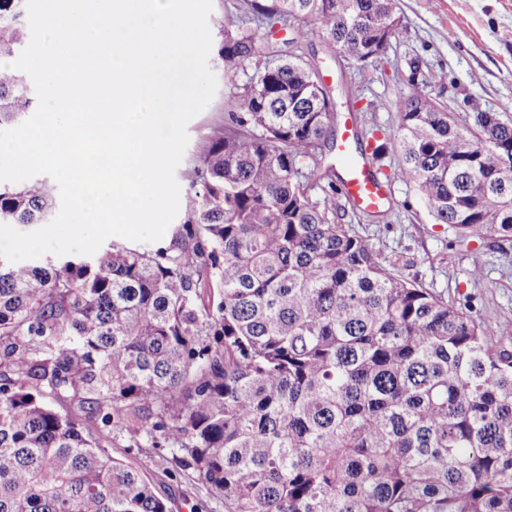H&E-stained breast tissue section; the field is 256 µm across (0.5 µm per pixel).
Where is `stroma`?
I'll use <instances>...</instances> for the list:
<instances>
[{
    "instance_id": "1",
    "label": "stroma",
    "mask_w": 512,
    "mask_h": 512,
    "mask_svg": "<svg viewBox=\"0 0 512 512\" xmlns=\"http://www.w3.org/2000/svg\"><path fill=\"white\" fill-rule=\"evenodd\" d=\"M407 29L403 41L388 51L389 61L364 68H343L334 49L318 37L304 46V60L325 75V84L339 101L338 117L354 111L358 135L393 131L397 104L411 87L407 63L417 57L444 74L443 85L423 87V94L441 101L471 100L480 109L512 122V0H397ZM217 93L209 106L187 126L189 143L176 169L180 188L198 142L224 118V96L232 77L214 66ZM388 204L374 219L349 208L348 222L373 244L380 259L393 262L401 278L417 282L451 302L470 301L479 322L499 332L512 329V238L488 236L458 242L454 231L436 223L413 185H386ZM114 456L142 472L169 500L170 512H224L217 499L189 471L169 477V452L125 448L115 441Z\"/></svg>"
}]
</instances>
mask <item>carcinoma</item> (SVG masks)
I'll return each mask as SVG.
<instances>
[{"mask_svg":"<svg viewBox=\"0 0 512 512\" xmlns=\"http://www.w3.org/2000/svg\"><path fill=\"white\" fill-rule=\"evenodd\" d=\"M0 0V57L28 37ZM218 63L242 70L194 153L177 247L0 258V512H169L106 441L167 449L224 512H512V330L395 276L311 195L336 120L319 72L264 49L318 36L379 63L382 0H240ZM0 67V127L31 110ZM374 147L462 241L512 237V122L410 93ZM44 182H0V224H45Z\"/></svg>","mask_w":512,"mask_h":512,"instance_id":"carcinoma-1","label":"carcinoma"}]
</instances>
